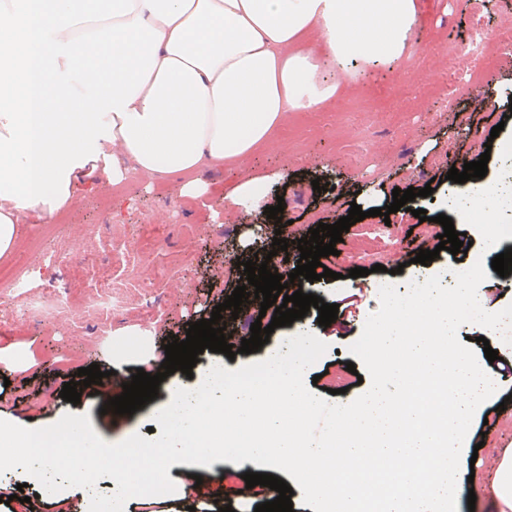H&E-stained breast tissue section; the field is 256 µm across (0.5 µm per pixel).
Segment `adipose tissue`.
<instances>
[{"mask_svg": "<svg viewBox=\"0 0 512 512\" xmlns=\"http://www.w3.org/2000/svg\"><path fill=\"white\" fill-rule=\"evenodd\" d=\"M0 257L26 213L70 211L82 176L130 173L206 194L204 173L239 174L234 221L259 184L251 160L298 112H329L347 61L405 64L416 0H0Z\"/></svg>", "mask_w": 512, "mask_h": 512, "instance_id": "ef3b65f1", "label": "adipose tissue"}]
</instances>
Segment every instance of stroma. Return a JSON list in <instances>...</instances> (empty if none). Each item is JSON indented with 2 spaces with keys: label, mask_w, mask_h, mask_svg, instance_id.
<instances>
[{
  "label": "stroma",
  "mask_w": 512,
  "mask_h": 512,
  "mask_svg": "<svg viewBox=\"0 0 512 512\" xmlns=\"http://www.w3.org/2000/svg\"><path fill=\"white\" fill-rule=\"evenodd\" d=\"M417 4L415 63L398 68L371 61L349 63L345 76L358 84V92L338 102L335 111L319 113L316 123L301 118L289 121L281 134L287 152L274 145L254 158L251 167L264 183L259 201L248 212L260 217L265 208L283 204L281 235L289 242L286 251L272 252L269 243H256L245 224L225 222L224 196L236 185L237 176L221 167L205 172L212 191L192 203L167 178L147 184L133 174L112 187L87 176L70 212L51 219L27 213L28 230L11 261L35 272L31 293L60 285L63 265L80 264L83 254H95L97 267L86 270L77 292L62 294L74 316L73 323L65 326L49 323L26 307L15 291L0 288V311L10 313L9 318L0 319V351L22 349L28 356L24 369L7 371L9 385L0 384V414L33 429L69 412L85 414L94 431L109 443L160 432L154 416L168 400L167 383H160L157 398L130 416L101 414L88 387L78 386L81 401L77 404L64 401L60 391L64 383L76 380L79 368L103 364L109 350L129 348L128 336L138 328L153 331L156 359L164 361L166 341L185 340L192 323L208 318L218 303L246 284L243 269L224 262V245L231 240L253 245L259 258L267 259L268 269L284 275L294 271L300 258L296 240L318 223H335L354 203L365 211L385 207L393 200V189L418 190L432 182L436 185L432 195L416 198L409 211L391 214L393 248L382 266L398 270L399 281L406 284L435 274L449 277L456 261L451 253L437 248L443 228L435 226L433 237L422 236L421 223L414 216L418 209L431 217L450 214L456 231L471 242L468 257L480 255L489 261L502 253L501 245L491 244L476 211H450L448 201L455 197L456 185L446 174L486 152L490 155L487 177L499 178L501 147L512 143V56L499 54L487 62L491 75L481 87L494 100V110L473 111L466 93L449 102L441 44L465 40L470 26L465 0H417ZM496 126L501 132L494 138L490 132ZM312 155L320 158V165L309 164ZM284 168L289 169V178L277 179V171ZM315 179L327 183V190H314ZM78 228L85 237L80 248L74 245ZM336 248L338 254L329 263L331 276L306 283L304 291L338 304L342 329L319 326L318 310L310 309L292 325L275 328L260 351L239 353L225 361L226 369L267 359L288 338L305 332L316 334L329 346L308 369V376L318 377L352 361L349 346L361 336L367 317L380 307L379 275L350 278L348 272L355 263L347 254L348 246L340 242ZM422 249L438 250L439 256L425 266L415 263ZM405 256L411 257V264L399 267ZM111 269L136 285L126 291L130 313L108 320L112 341L106 345L96 325L82 321L81 316L99 291L101 271ZM510 444L512 377H502L497 392L477 408L464 441L460 468L481 473L483 480L475 487L474 497L458 496L457 512H500L486 476L487 463ZM258 469L249 460L238 465L229 462L224 466L225 478L208 483L201 497L137 496L126 502L124 512H148L156 504L164 512H219L226 506L234 512H254L256 498H242L237 489L243 473ZM24 479L22 469H13L0 474V486L9 496L24 492L30 499L29 512H89L87 490L72 487L50 495L24 486Z\"/></svg>",
  "instance_id": "35a3bbf8"
}]
</instances>
